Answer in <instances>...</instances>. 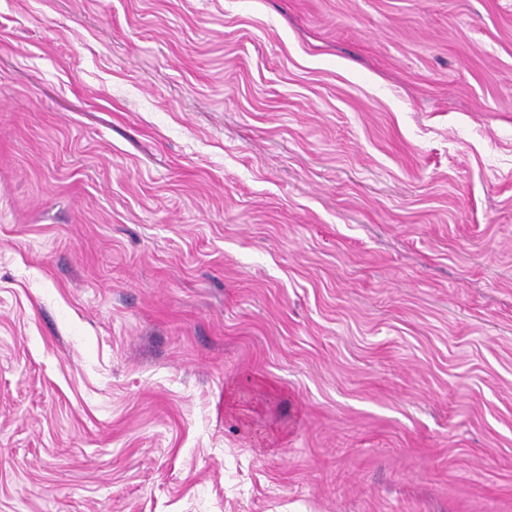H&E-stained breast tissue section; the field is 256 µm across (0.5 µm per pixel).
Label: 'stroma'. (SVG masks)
I'll list each match as a JSON object with an SVG mask.
<instances>
[{"label":"stroma","instance_id":"1","mask_svg":"<svg viewBox=\"0 0 512 512\" xmlns=\"http://www.w3.org/2000/svg\"><path fill=\"white\" fill-rule=\"evenodd\" d=\"M0 512H512V0H0Z\"/></svg>","mask_w":512,"mask_h":512}]
</instances>
